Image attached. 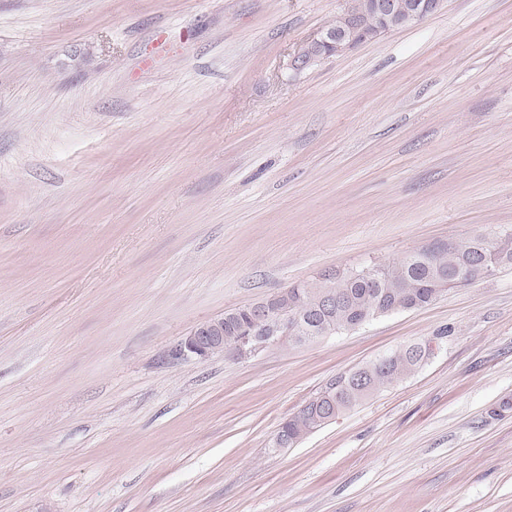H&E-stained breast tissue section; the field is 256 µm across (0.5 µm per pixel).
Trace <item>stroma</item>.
<instances>
[{"instance_id":"obj_1","label":"stroma","mask_w":512,"mask_h":512,"mask_svg":"<svg viewBox=\"0 0 512 512\" xmlns=\"http://www.w3.org/2000/svg\"><path fill=\"white\" fill-rule=\"evenodd\" d=\"M345 0H0V512H512V265L173 361L288 286L512 226V0L300 74ZM434 354L298 445L337 375ZM252 303L227 310L221 316L196 325L174 347L172 356L176 360L203 362L224 347V357L242 358L241 339L250 325L249 308ZM224 335V336H223ZM253 336H263V339L258 340ZM286 343H288V321L279 320L277 325H271L269 330L263 332V335L251 332L243 343L244 356H254L266 347ZM329 389L327 384L281 423L275 436L277 447H292L307 435L328 425L323 421L325 402L320 400Z\"/></svg>"}]
</instances>
